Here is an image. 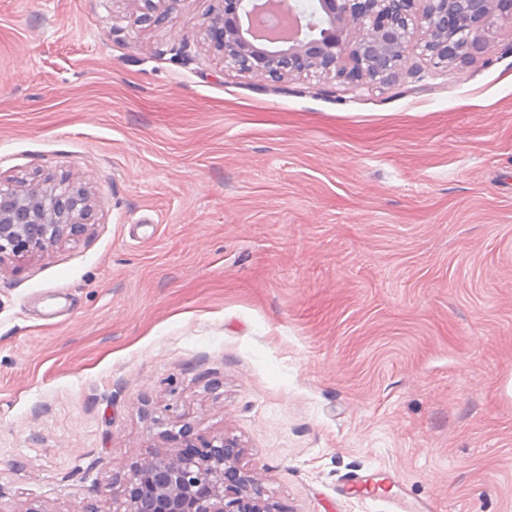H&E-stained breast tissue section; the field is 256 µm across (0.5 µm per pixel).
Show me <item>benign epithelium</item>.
Listing matches in <instances>:
<instances>
[{
    "instance_id": "obj_1",
    "label": "benign epithelium",
    "mask_w": 512,
    "mask_h": 512,
    "mask_svg": "<svg viewBox=\"0 0 512 512\" xmlns=\"http://www.w3.org/2000/svg\"><path fill=\"white\" fill-rule=\"evenodd\" d=\"M322 13L286 38L263 37L257 20L267 0H213L199 22L224 64L258 82L315 72L356 86L402 70L418 41L436 65L476 53L497 25L512 27V0H319ZM85 186L52 179L0 177V270L88 230ZM174 449L136 465L122 512H280L241 462L237 441L184 426L168 434Z\"/></svg>"
}]
</instances>
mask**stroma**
<instances>
[{"label":"stroma","mask_w":512,"mask_h":512,"mask_svg":"<svg viewBox=\"0 0 512 512\" xmlns=\"http://www.w3.org/2000/svg\"><path fill=\"white\" fill-rule=\"evenodd\" d=\"M211 5L0 0V176L93 206L0 271V512H119L185 423L282 512H512V27L258 82Z\"/></svg>","instance_id":"1"}]
</instances>
